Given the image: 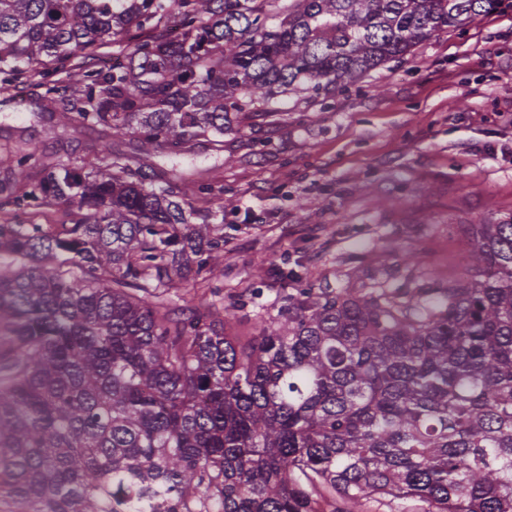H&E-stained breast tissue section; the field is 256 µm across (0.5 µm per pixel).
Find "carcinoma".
<instances>
[{
  "instance_id": "cac0c4a2",
  "label": "carcinoma",
  "mask_w": 512,
  "mask_h": 512,
  "mask_svg": "<svg viewBox=\"0 0 512 512\" xmlns=\"http://www.w3.org/2000/svg\"><path fill=\"white\" fill-rule=\"evenodd\" d=\"M501 2L0 0V81L39 73L49 130L132 149L6 159L0 213L66 209L0 216V512H512V217L472 225V278L304 288L242 341L168 297L191 263L224 271L223 181L134 164L222 152L232 122ZM423 504L414 500L398 501L388 504L386 501H366L362 512H416Z\"/></svg>"
}]
</instances>
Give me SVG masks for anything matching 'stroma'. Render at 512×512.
<instances>
[{
  "label": "stroma",
  "instance_id": "obj_1",
  "mask_svg": "<svg viewBox=\"0 0 512 512\" xmlns=\"http://www.w3.org/2000/svg\"><path fill=\"white\" fill-rule=\"evenodd\" d=\"M39 77L0 89V161L17 148L92 154L102 127L47 133ZM153 162L185 179L218 177L224 276L187 268L170 290L199 315L234 307L229 336L280 320L291 288L377 284L406 291L420 272L472 275L469 230L512 216V0L442 31L357 82L289 95L278 122L253 118L194 162ZM219 296H212V287Z\"/></svg>",
  "mask_w": 512,
  "mask_h": 512
}]
</instances>
